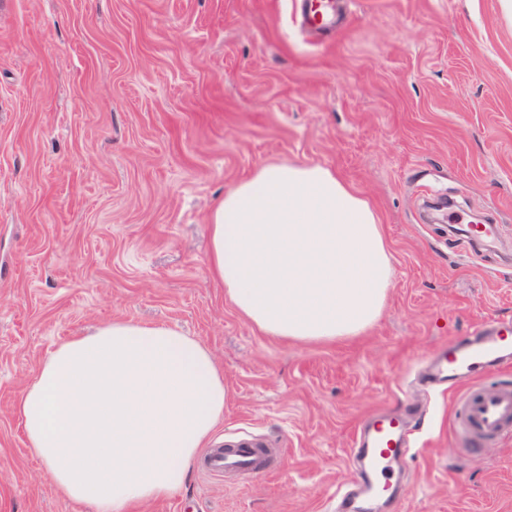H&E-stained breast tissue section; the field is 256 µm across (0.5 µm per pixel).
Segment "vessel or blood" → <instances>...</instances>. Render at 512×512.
<instances>
[{"label":"vessel or blood","mask_w":512,"mask_h":512,"mask_svg":"<svg viewBox=\"0 0 512 512\" xmlns=\"http://www.w3.org/2000/svg\"><path fill=\"white\" fill-rule=\"evenodd\" d=\"M302 26L309 30H332L346 22L344 0H299ZM512 366V322L483 324L475 335L451 342L441 350L429 369L432 381L447 380L449 386L467 383L459 404V421L466 437L489 443L512 433V384L487 385L486 380ZM349 454L356 468L355 487L366 500L385 496L392 489L391 476L401 465L411 443V430L401 416L372 414L363 424ZM203 466L208 474L229 471L252 475L263 472L254 440L239 437L231 451L210 452Z\"/></svg>","instance_id":"b4317fda"}]
</instances>
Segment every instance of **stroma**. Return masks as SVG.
<instances>
[{
    "instance_id": "obj_1",
    "label": "stroma",
    "mask_w": 512,
    "mask_h": 512,
    "mask_svg": "<svg viewBox=\"0 0 512 512\" xmlns=\"http://www.w3.org/2000/svg\"><path fill=\"white\" fill-rule=\"evenodd\" d=\"M0 0V512H92L31 454L14 405L54 347L167 323L224 372L209 441L271 471L205 475L139 512H334L359 423L414 401L426 445L380 512H512V434L470 448L425 358L512 321V19L499 0ZM268 162L327 166L376 208L394 275L378 321L326 344L242 318L208 269L209 215ZM497 225L492 247L448 219ZM302 6L301 26L309 30H332L346 22L345 0H299Z\"/></svg>"
}]
</instances>
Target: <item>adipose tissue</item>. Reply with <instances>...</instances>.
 <instances>
[{"label":"adipose tissue","mask_w":512,"mask_h":512,"mask_svg":"<svg viewBox=\"0 0 512 512\" xmlns=\"http://www.w3.org/2000/svg\"><path fill=\"white\" fill-rule=\"evenodd\" d=\"M208 234L211 275L264 335L331 343L382 313L393 264L379 217L329 167L261 165L225 191ZM226 398L201 342L167 324L115 319L57 345L16 414L64 497L130 512L184 484Z\"/></svg>","instance_id":"ef3b65f1"}]
</instances>
